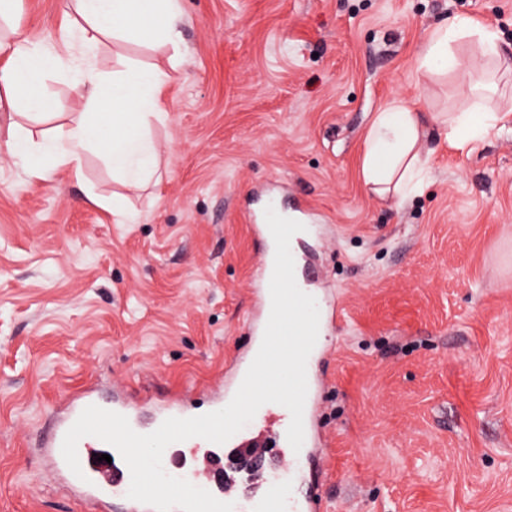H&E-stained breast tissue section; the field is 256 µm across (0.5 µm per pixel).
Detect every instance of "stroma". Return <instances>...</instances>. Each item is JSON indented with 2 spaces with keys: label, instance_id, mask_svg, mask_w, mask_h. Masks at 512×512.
I'll use <instances>...</instances> for the list:
<instances>
[{
  "label": "stroma",
  "instance_id": "1",
  "mask_svg": "<svg viewBox=\"0 0 512 512\" xmlns=\"http://www.w3.org/2000/svg\"><path fill=\"white\" fill-rule=\"evenodd\" d=\"M180 52L104 40L91 66L167 69L151 135L160 180L131 188L94 156L86 180L31 178L0 153V512H85L35 443L60 394L113 383L203 403L253 346L259 251L243 217L268 181L308 203L302 270L342 318L327 329L317 512H512V73L487 104L500 127L459 150L438 115L478 100L464 72L419 53L457 16L512 58V0H179ZM70 0H21L34 41H59ZM73 47L48 80L65 112ZM424 113L430 181L405 203L371 194L364 139L391 101ZM125 196L117 223L88 193ZM243 497L281 469L234 472Z\"/></svg>",
  "mask_w": 512,
  "mask_h": 512
}]
</instances>
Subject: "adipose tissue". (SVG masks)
Segmentation results:
<instances>
[{
  "label": "adipose tissue",
  "instance_id": "adipose-tissue-1",
  "mask_svg": "<svg viewBox=\"0 0 512 512\" xmlns=\"http://www.w3.org/2000/svg\"><path fill=\"white\" fill-rule=\"evenodd\" d=\"M79 18L74 28L88 52L102 40L123 39L139 29L147 12L164 13L169 22L163 38L178 46L181 35L175 21L178 0H74ZM477 41L483 56L497 58L501 52L497 34L477 25L471 18L457 17L438 25L420 54V66L431 73L445 74L470 67L469 59L456 51L457 45ZM58 53L31 41L21 32L0 41V121L6 125L7 156L30 177L45 180L49 173L39 159L49 155L82 179L89 155H96L125 185L142 187L159 176L158 148L150 135L153 124L165 122L164 93L169 74L157 67L136 63L105 77L88 73L76 83L84 109L66 125L39 133L24 130L19 117L38 120L51 114L56 100L45 88L47 76L57 68ZM501 117L486 109L448 113L446 138L462 149L486 138ZM425 123L421 113L399 101L390 102L376 113L365 137L361 166L364 185L375 195L405 201L421 193L428 165L423 152Z\"/></svg>",
  "mask_w": 512,
  "mask_h": 512
}]
</instances>
